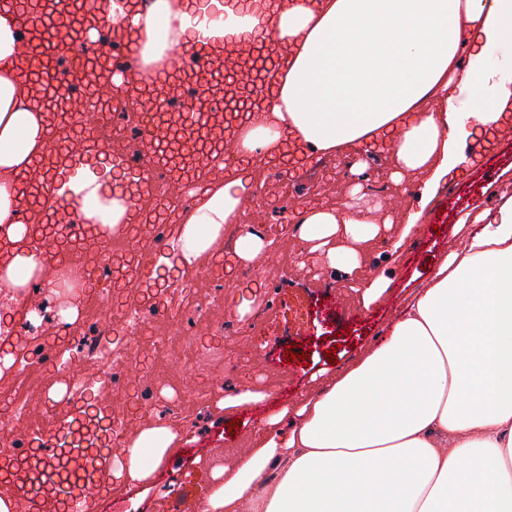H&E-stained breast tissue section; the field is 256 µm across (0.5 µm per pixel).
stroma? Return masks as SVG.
Instances as JSON below:
<instances>
[{
  "mask_svg": "<svg viewBox=\"0 0 512 512\" xmlns=\"http://www.w3.org/2000/svg\"><path fill=\"white\" fill-rule=\"evenodd\" d=\"M366 163L360 175L345 167L343 156H324L275 188L266 169L255 170L237 222L225 225L211 252L171 282L168 313L141 327H128L124 307L92 292L84 297L73 334L66 336L52 316L60 305L57 289H44V313L37 318L20 301H7L0 288V304L10 303L14 313L15 336L25 342L65 340L58 348L65 366H29L19 357L12 368L0 367V391L8 394V406H24L23 425L39 434L52 430L55 419L44 407L47 388L78 374L86 384L84 399L106 402L129 436L160 426L176 435L172 450L147 479L113 485L109 497L98 499L96 512H197L207 492L197 469L234 465L254 447L256 430L267 416L315 397L374 344L458 243L465 232L461 218L512 195V148L496 150L494 166L479 162L429 186L409 177L393 182L389 156L378 154ZM357 183L367 186L368 203L388 207L392 224L361 245L360 268L318 262L311 242L297 237L283 216L308 200L344 201ZM253 224L265 226L268 246L243 263L235 281H227L214 257L231 251V238ZM419 224L438 231L417 246ZM368 269L378 281L370 296L365 293ZM259 277L264 288L254 296L245 293ZM199 307L204 313L198 317ZM106 312L112 315L107 327L100 321ZM103 331L110 347L124 350L130 385L154 383L162 405L126 415L125 392L102 382L94 357L77 354L81 341ZM291 343L307 354L306 362L287 361L285 347ZM329 349L336 352L335 362L324 356ZM168 401L174 411L165 409ZM234 422L239 425L235 431L230 428Z\"/></svg>",
  "mask_w": 512,
  "mask_h": 512,
  "instance_id": "obj_1",
  "label": "stroma"
}]
</instances>
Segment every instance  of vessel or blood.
Instances as JSON below:
<instances>
[{
	"label": "vessel or blood",
	"instance_id": "b4317fda",
	"mask_svg": "<svg viewBox=\"0 0 512 512\" xmlns=\"http://www.w3.org/2000/svg\"><path fill=\"white\" fill-rule=\"evenodd\" d=\"M37 9L28 12L23 0H0L1 9L11 10L20 30L18 55L23 61L24 76H36L48 90L64 95L69 112L49 114L46 124V151L40 162L30 167L24 177L26 189L38 195L37 205L23 206V224L39 228L48 217L63 215L74 220L76 209L57 194L54 177L59 169L57 155L65 159L89 153H101L112 145V114L137 105L130 115L138 133L135 155L116 153V160L134 167L137 175L166 171L167 191L180 196L184 180L169 163L162 161L159 145L171 139L175 128L204 129L220 139L222 151H201L193 139L183 146L192 170L221 177L227 157L236 152L241 128L238 122H226L224 92L232 87H245L254 98H262L270 89L273 72L261 71L262 59L285 56L287 45L267 38L264 46L253 43L225 45L216 50L199 44L188 57L177 59L174 70L144 82L133 55H125L122 63H114L115 48L124 46L120 36L112 39L93 38L91 16L99 0H35ZM28 247L39 252L51 273L67 270L76 281L89 279L86 265L73 262L70 252L61 245L50 246L29 239ZM50 411L57 417V433L73 427L78 415L79 398L69 385H61L48 393ZM30 432L15 423H0V502L8 512H61V493L76 497L84 512H94L98 489L110 480L115 455L124 445V434H114L109 454L91 456L84 449L72 448L69 462L80 476L79 482L60 490L52 482H38L26 476L6 474L7 466L30 453Z\"/></svg>",
	"mask_w": 512,
	"mask_h": 512
}]
</instances>
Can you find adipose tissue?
<instances>
[{
    "mask_svg": "<svg viewBox=\"0 0 512 512\" xmlns=\"http://www.w3.org/2000/svg\"><path fill=\"white\" fill-rule=\"evenodd\" d=\"M105 0L123 21L148 76L197 43H241L276 32L290 53L237 144L240 162L294 155L385 152L395 180L440 178L468 164L461 137L504 131L512 116V0ZM19 31L0 11V231L17 242L0 286L44 272L20 242L19 178L44 146V106L21 77ZM467 63H460L461 48ZM238 176L196 192L178 241L194 265L234 223L247 192ZM60 194L85 223L132 224V190L107 186L83 164ZM361 187L338 206L291 213L328 265H360V244L391 224ZM262 444L214 472L201 512H512V197L480 212L457 249L413 294L382 342L363 354L293 421L271 415ZM174 439L148 428L123 451L115 479L150 473Z\"/></svg>",
    "mask_w": 512,
    "mask_h": 512,
    "instance_id": "obj_1",
    "label": "adipose tissue"
}]
</instances>
